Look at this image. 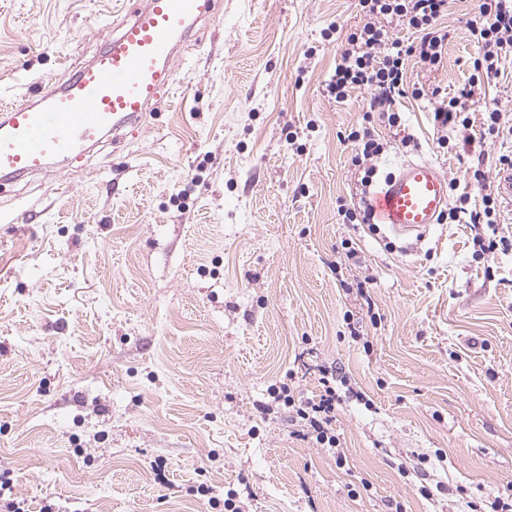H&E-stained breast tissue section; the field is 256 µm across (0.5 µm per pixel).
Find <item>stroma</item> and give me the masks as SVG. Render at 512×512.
Here are the masks:
<instances>
[{"label": "stroma", "mask_w": 512, "mask_h": 512, "mask_svg": "<svg viewBox=\"0 0 512 512\" xmlns=\"http://www.w3.org/2000/svg\"><path fill=\"white\" fill-rule=\"evenodd\" d=\"M481 3L455 0L443 69L409 59L410 82H467ZM143 5L0 0V103L65 81ZM360 23L357 0H218L150 114L0 179V484L25 512H493L512 493V246L337 212L370 95L325 80ZM489 106L512 111L510 60L448 147L401 99L400 127L370 125L379 174L425 159L453 182L480 158V205L512 149L483 136ZM322 366L342 464L262 411L286 381L318 395Z\"/></svg>", "instance_id": "35a3bbf8"}]
</instances>
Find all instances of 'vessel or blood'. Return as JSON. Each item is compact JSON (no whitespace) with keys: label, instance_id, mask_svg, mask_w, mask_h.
Here are the masks:
<instances>
[{"label":"vessel or blood","instance_id":"1","mask_svg":"<svg viewBox=\"0 0 512 512\" xmlns=\"http://www.w3.org/2000/svg\"><path fill=\"white\" fill-rule=\"evenodd\" d=\"M213 7V0H148L60 86L1 107L0 178L46 171L138 122L172 87L178 47ZM448 204V179L427 160L402 163L368 195L371 223L398 233L438 223Z\"/></svg>","mask_w":512,"mask_h":512}]
</instances>
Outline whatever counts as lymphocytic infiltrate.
Listing matches in <instances>:
<instances>
[{"label": "lymphocytic infiltrate", "instance_id": "1", "mask_svg": "<svg viewBox=\"0 0 512 512\" xmlns=\"http://www.w3.org/2000/svg\"><path fill=\"white\" fill-rule=\"evenodd\" d=\"M358 6L364 22L347 35L340 59L325 81L327 94L341 102L351 91H368L371 104L364 114L365 119L377 115L392 127L401 123L395 109L399 99L412 96L433 101V123L441 130L440 141L444 144L449 141V131L469 128L465 102L480 95L485 84L500 74L502 61L512 58V0H483L477 20L469 27L479 48L473 73L456 96L445 102L440 99V87L427 91L410 86L406 63L414 57L432 70L443 66L448 31L441 19L448 14L450 0H358ZM387 17L397 18L402 26L413 30L414 40L408 42L392 37L382 24ZM347 139L357 147L352 163L361 175L364 193L353 204L339 205L338 213L343 223L365 224L369 221L365 192L377 173L373 161L383 154L385 147L366 125L350 131ZM318 383L320 393L312 398L295 397L287 384L273 389L272 397L275 402L292 408L293 419L300 426L303 438L340 459L344 451L332 427L340 401L335 372L322 369Z\"/></svg>", "mask_w": 512, "mask_h": 512}]
</instances>
